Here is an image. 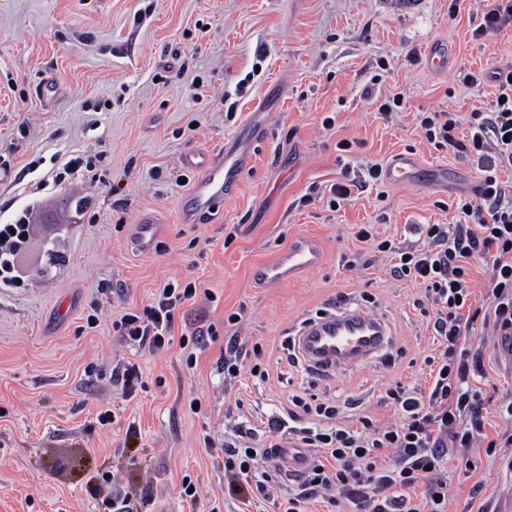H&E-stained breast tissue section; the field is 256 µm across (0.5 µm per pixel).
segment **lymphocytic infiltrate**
Listing matches in <instances>:
<instances>
[{"label": "lymphocytic infiltrate", "instance_id": "obj_1", "mask_svg": "<svg viewBox=\"0 0 512 512\" xmlns=\"http://www.w3.org/2000/svg\"><path fill=\"white\" fill-rule=\"evenodd\" d=\"M498 95L490 112L471 113L470 139L453 136L460 123L452 112H424L420 126L435 148L453 147L475 163L480 173L475 197L461 201L459 224H423L421 247L402 248L362 225L358 241L391 257L388 276L420 287L430 318L436 355L426 357V388L396 385L388 396L396 421L380 425L368 416L351 426L338 419L339 409L293 396L284 414L270 415L263 431L237 423L222 442L205 439L210 455L222 456L224 470L245 482L244 495L273 500L278 512H303L316 502L352 512H445L448 502V456L451 449L485 441L487 449L511 448L512 434L498 440L483 435L482 400L473 386L481 376L472 339L492 328L512 335V196L499 178L512 167V67L496 74ZM30 224L19 219L0 225V281L20 279V260L29 242ZM483 262L490 279L483 307H475L470 288L474 262ZM194 282L167 283L139 312H124L112 329L123 341L157 353L180 346L205 345L213 332L196 326L189 337L175 338L183 306L194 300ZM313 449L315 459L302 470H282L284 437Z\"/></svg>", "mask_w": 512, "mask_h": 512}]
</instances>
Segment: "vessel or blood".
Masks as SVG:
<instances>
[{
    "mask_svg": "<svg viewBox=\"0 0 512 512\" xmlns=\"http://www.w3.org/2000/svg\"><path fill=\"white\" fill-rule=\"evenodd\" d=\"M267 130L264 112L257 111L223 146L211 151L193 149L184 155L183 165L195 174L184 202L189 221L197 222L218 212L251 167L254 146ZM416 174L414 158L404 153L394 155L384 170L385 179L396 185L411 181ZM322 262L319 242L301 237L274 262L260 266L256 278L266 287L283 286ZM389 335L386 323L378 315L340 306L335 313L306 323L293 342L316 370L329 373L368 359L388 344Z\"/></svg>",
    "mask_w": 512,
    "mask_h": 512,
    "instance_id": "1",
    "label": "vessel or blood"
}]
</instances>
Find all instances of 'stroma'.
Listing matches in <instances>:
<instances>
[{
    "mask_svg": "<svg viewBox=\"0 0 512 512\" xmlns=\"http://www.w3.org/2000/svg\"><path fill=\"white\" fill-rule=\"evenodd\" d=\"M485 8L484 0H463L456 12L449 0H108L103 9L95 0H0V224L34 214L23 280L0 285V512H106L107 472L136 494L138 512H277L271 501L246 509L225 493L224 462L206 452L205 436L223 437L244 418L259 424L310 393L396 420L388 389L424 384L423 360L438 346L419 287L391 280L389 258L354 233L370 224L407 245L419 238L415 225L459 223L456 203L473 197L479 174L455 149L430 145L417 115L456 113L464 143L470 112L492 111L490 76L512 64V26L474 38ZM434 42L452 53L441 74L425 64ZM471 73L480 84L466 83ZM48 81L53 97L38 98ZM273 89V134L256 146L236 192L212 219L183 223L187 189L175 178H193L183 155L222 145ZM395 97L403 108L380 115L377 103ZM342 140L350 151L339 152ZM397 152L438 176L371 186L331 206L344 166L383 165ZM78 156L91 170L57 181ZM144 217L163 227L148 253L134 242ZM301 235L319 239L322 265L279 288L256 285L253 268ZM177 280L202 293L176 331L202 318L213 341L151 354L115 336L123 309H142ZM107 283L124 296L87 327ZM66 297L72 310L62 317ZM339 298L382 315L390 348L325 377L289 365L291 334ZM234 312L242 320L232 326ZM232 334L262 344L267 381L246 373L225 386L218 359ZM474 342L493 437L512 430L500 412L512 402V345L491 335ZM120 362L138 365L144 383L129 397L112 389ZM194 396L196 413L187 404ZM105 410L112 422L103 426L96 416ZM502 456L454 451L447 512H478L483 499L471 488L480 480L496 512H512ZM187 478L198 500L183 494Z\"/></svg>",
    "mask_w": 512,
    "mask_h": 512,
    "instance_id": "stroma-1",
    "label": "stroma"
}]
</instances>
